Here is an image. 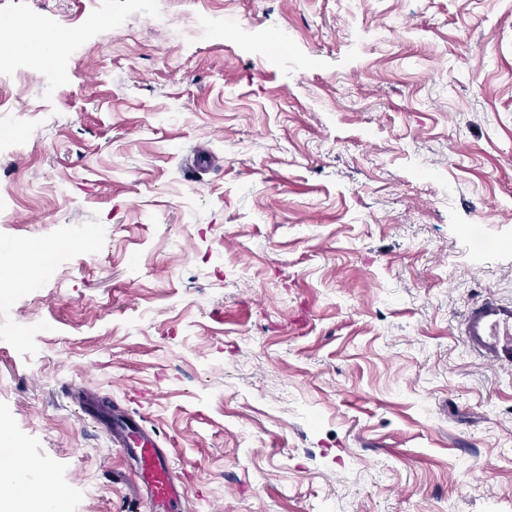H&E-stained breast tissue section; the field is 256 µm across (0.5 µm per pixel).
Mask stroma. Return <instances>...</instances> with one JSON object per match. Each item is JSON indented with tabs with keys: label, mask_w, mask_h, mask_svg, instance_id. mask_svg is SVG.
Returning a JSON list of instances; mask_svg holds the SVG:
<instances>
[{
	"label": "stroma",
	"mask_w": 512,
	"mask_h": 512,
	"mask_svg": "<svg viewBox=\"0 0 512 512\" xmlns=\"http://www.w3.org/2000/svg\"><path fill=\"white\" fill-rule=\"evenodd\" d=\"M1 19L75 36L0 81V253L55 261L0 266V448L44 465L25 487L149 512L79 385L143 415L184 512H512V368L460 333L512 301V0Z\"/></svg>",
	"instance_id": "35a3bbf8"
}]
</instances>
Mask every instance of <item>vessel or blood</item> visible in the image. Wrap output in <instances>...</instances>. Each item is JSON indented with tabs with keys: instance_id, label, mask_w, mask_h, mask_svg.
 <instances>
[{
	"instance_id": "vessel-or-blood-1",
	"label": "vessel or blood",
	"mask_w": 512,
	"mask_h": 512,
	"mask_svg": "<svg viewBox=\"0 0 512 512\" xmlns=\"http://www.w3.org/2000/svg\"><path fill=\"white\" fill-rule=\"evenodd\" d=\"M463 336L470 350L490 363L511 367L512 301L487 299L471 306L463 318ZM75 395L85 413L105 427L112 446L131 458L134 488L150 500L154 512H181L182 486L172 470L168 450L119 405L81 388Z\"/></svg>"
}]
</instances>
